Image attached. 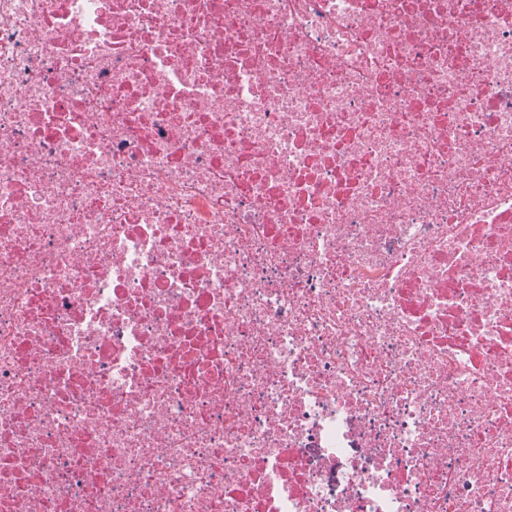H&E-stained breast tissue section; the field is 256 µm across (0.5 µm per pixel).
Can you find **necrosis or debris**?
Segmentation results:
<instances>
[{
	"mask_svg": "<svg viewBox=\"0 0 512 512\" xmlns=\"http://www.w3.org/2000/svg\"><path fill=\"white\" fill-rule=\"evenodd\" d=\"M0 512H512V0H0Z\"/></svg>",
	"mask_w": 512,
	"mask_h": 512,
	"instance_id": "obj_1",
	"label": "necrosis or debris"
}]
</instances>
